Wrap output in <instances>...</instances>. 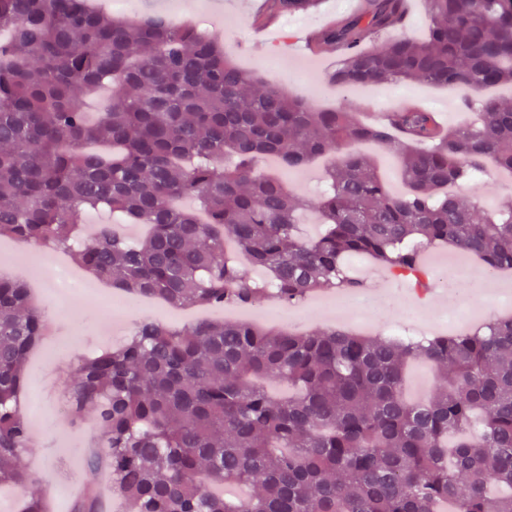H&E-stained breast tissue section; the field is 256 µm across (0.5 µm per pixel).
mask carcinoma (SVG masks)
<instances>
[{"label": "carcinoma", "mask_w": 512, "mask_h": 512, "mask_svg": "<svg viewBox=\"0 0 512 512\" xmlns=\"http://www.w3.org/2000/svg\"><path fill=\"white\" fill-rule=\"evenodd\" d=\"M318 0H269L308 13ZM405 0L324 29L344 86L420 80L475 94L512 83V0H425L423 42L395 32ZM0 237L62 250L132 295L175 306H253L266 284L224 255L232 238L270 273L280 301L356 291L346 259L371 257L395 279L430 287L421 251L452 245L489 273L512 270V206L495 214L448 186L493 164L512 168V103L479 100L474 128L445 129L399 105L366 124L346 106L318 110L238 67L194 25L130 20L88 0H0ZM378 32L390 37L366 50ZM112 95L92 121L86 99ZM393 151L408 193L351 149ZM333 152L316 198L255 170L277 156L300 168ZM191 198L192 208L176 205ZM119 212L148 233L136 242L82 211ZM308 212L323 232L300 235ZM47 322L27 288L0 276V485L30 484L21 410L29 350ZM486 332H481V329ZM427 341L304 334L251 323L178 328L138 321L116 346L79 360L62 384L69 419L107 437L105 463L126 512H512V317ZM438 370L436 395L403 394L411 360ZM285 379L273 396L261 380ZM86 490L74 512H99ZM22 512H46L32 489Z\"/></svg>", "instance_id": "obj_1"}]
</instances>
